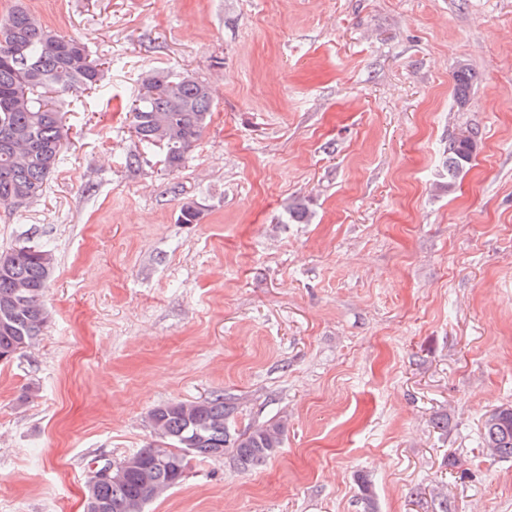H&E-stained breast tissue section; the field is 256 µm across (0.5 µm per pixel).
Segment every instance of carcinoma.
<instances>
[{"mask_svg": "<svg viewBox=\"0 0 512 512\" xmlns=\"http://www.w3.org/2000/svg\"><path fill=\"white\" fill-rule=\"evenodd\" d=\"M473 78L465 64L457 66L455 97L464 103ZM94 90L108 94L101 63L79 38L62 35L22 6L0 21V206L13 200L29 203L40 197L61 160L63 121L50 93ZM208 86L183 73L156 70L148 74L129 111L130 125L142 151L128 165L163 148L161 162L181 168L211 121ZM480 134L476 130L448 142V188L471 164ZM297 224L309 221L303 200L288 208ZM0 267V363L11 361L46 329L49 315L44 295L54 267L48 249L17 247L3 252ZM233 407L214 392L201 401H172L149 413L154 443L91 472L85 512H146L147 506L182 483L193 460L229 455L238 469L250 471L281 447L284 424L271 422L232 433L226 420ZM482 446L488 456L512 458V406L491 411L484 419Z\"/></svg>", "mask_w": 512, "mask_h": 512, "instance_id": "carcinoma-1", "label": "carcinoma"}]
</instances>
